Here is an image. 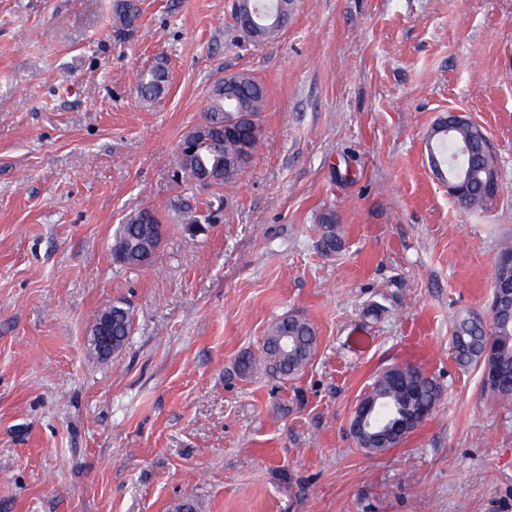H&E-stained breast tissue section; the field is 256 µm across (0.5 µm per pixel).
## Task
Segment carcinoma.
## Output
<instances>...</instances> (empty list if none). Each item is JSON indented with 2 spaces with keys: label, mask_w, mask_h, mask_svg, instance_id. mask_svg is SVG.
<instances>
[{
  "label": "carcinoma",
  "mask_w": 512,
  "mask_h": 512,
  "mask_svg": "<svg viewBox=\"0 0 512 512\" xmlns=\"http://www.w3.org/2000/svg\"><path fill=\"white\" fill-rule=\"evenodd\" d=\"M251 11L261 17L277 13L281 20L269 19L259 31L256 44L275 39L288 24L291 0H236L233 21L239 13ZM140 16L137 0H118L116 24L132 28ZM167 81L166 72L157 66L143 72L138 87L143 99L157 95ZM266 104L261 83L251 74L234 73L231 80L218 79L211 87L210 106L198 125L194 143L179 150L178 168L182 177L197 181L208 173L212 183L235 181L255 158L261 138L260 115ZM430 159L439 176L453 180L462 175L468 193L457 200L465 210H482L494 200L488 177L496 168L495 154L488 148V137L475 124L456 117L438 122L429 135ZM319 249L325 257L343 247L340 225L332 211L317 217ZM162 226L159 213L141 209L126 216L112 242V253L124 257L128 266L146 264L143 254L149 244L148 225ZM496 282L487 310L483 314H464L455 324L452 348L462 367L478 366L485 387L503 401H512V266L496 265ZM98 317L111 320L112 353H119L132 332V315L120 302L103 309ZM318 330L306 316L284 313L268 327L260 354L245 352L237 359L242 374L263 371L280 380L298 376L315 356ZM441 387L419 368L395 364L375 375L364 392V404L374 406L376 429L360 430L351 418L349 434L356 446L368 454H381L399 446L416 420L438 405Z\"/></svg>",
  "instance_id": "1"
}]
</instances>
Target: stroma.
<instances>
[{"instance_id":"obj_1","label":"stroma","mask_w":512,"mask_h":512,"mask_svg":"<svg viewBox=\"0 0 512 512\" xmlns=\"http://www.w3.org/2000/svg\"><path fill=\"white\" fill-rule=\"evenodd\" d=\"M234 0H0V512H512V405L460 367L458 316L484 313L512 240V0H293L256 46ZM164 63L162 93L139 75ZM266 91L253 164L224 186L178 182V145L213 83ZM456 111L489 136L500 191L461 209L428 135ZM189 201L199 222L176 209ZM164 235L129 267L130 211ZM333 210L345 246L316 247ZM119 302L124 350L90 345ZM286 312L315 358L280 381L235 368ZM443 389L377 455L348 433L378 371ZM140 16L137 0H119L115 5L116 24L122 29L134 27ZM153 224L163 229L161 216L156 210L141 209L126 216L123 224L115 232L112 242V253L124 257L120 261L128 266H142L152 257V254L143 260L146 245L149 244L150 229ZM147 225V228L145 227ZM101 317H108L112 322L108 336H112V354H118L131 336L132 315L122 303L115 302L97 315L95 323Z\"/></svg>"}]
</instances>
